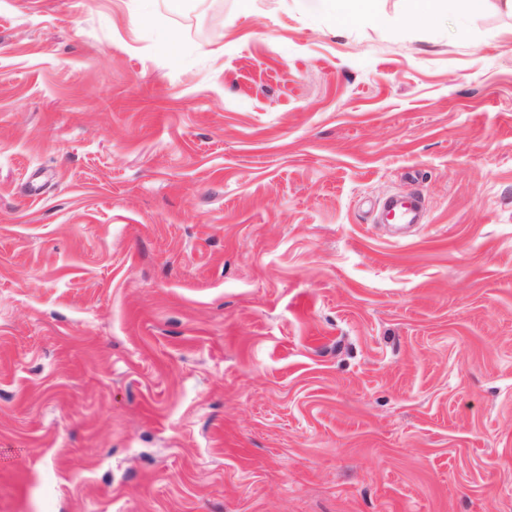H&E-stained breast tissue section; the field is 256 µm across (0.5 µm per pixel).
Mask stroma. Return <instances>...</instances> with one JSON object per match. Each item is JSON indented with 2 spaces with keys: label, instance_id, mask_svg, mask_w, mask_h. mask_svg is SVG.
<instances>
[{
  "label": "stroma",
  "instance_id": "1",
  "mask_svg": "<svg viewBox=\"0 0 512 512\" xmlns=\"http://www.w3.org/2000/svg\"><path fill=\"white\" fill-rule=\"evenodd\" d=\"M377 6L0 0V512H512V12ZM374 0H328L332 10L343 22L361 14H370ZM386 217L396 224H413L418 220L419 204L414 196L395 195L387 198L379 206Z\"/></svg>",
  "mask_w": 512,
  "mask_h": 512
}]
</instances>
